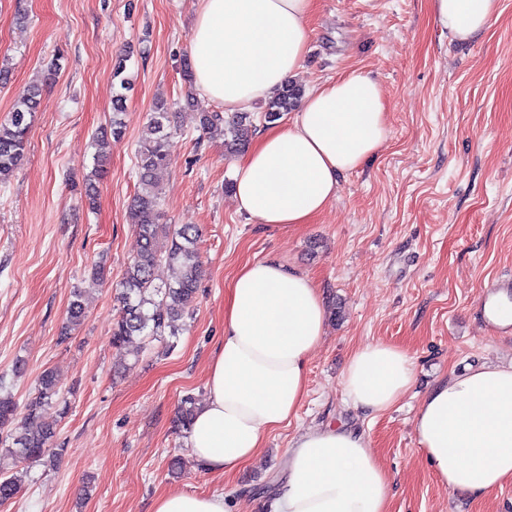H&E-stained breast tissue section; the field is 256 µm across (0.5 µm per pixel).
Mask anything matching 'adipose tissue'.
<instances>
[{
	"instance_id": "ef3b65f1",
	"label": "adipose tissue",
	"mask_w": 512,
	"mask_h": 512,
	"mask_svg": "<svg viewBox=\"0 0 512 512\" xmlns=\"http://www.w3.org/2000/svg\"><path fill=\"white\" fill-rule=\"evenodd\" d=\"M316 0H202L191 34L193 83L225 111L270 98L296 76ZM437 24L458 41L484 32L500 0H430ZM387 139L380 84L353 70L307 91L287 128L260 136L235 166L239 210L280 231L311 223L335 199L344 175ZM328 322L327 303L305 273L273 259L236 272L224 299V336L208 366V397L186 446L197 466L228 475L260 455L266 435L295 418L308 364ZM416 368L399 345L353 352L340 385L367 415L386 412L412 389ZM424 457L449 490L485 496L512 483V363L484 364L439 380L414 419ZM390 479L364 433L344 426L293 439L284 484L270 512H389ZM153 512H227L220 494L170 490Z\"/></svg>"
}]
</instances>
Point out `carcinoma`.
Segmentation results:
<instances>
[{"mask_svg": "<svg viewBox=\"0 0 512 512\" xmlns=\"http://www.w3.org/2000/svg\"><path fill=\"white\" fill-rule=\"evenodd\" d=\"M131 54L133 51L129 50L117 56L113 65L114 77L119 79L120 87L124 90L129 86L125 71ZM59 70V63H51L42 82L23 88L8 118L0 122V183L8 181L23 161L31 117L38 109L43 87L55 80ZM301 95L302 90L298 85L286 84L268 101L263 120L273 123L294 111ZM124 106V95H116L109 128L96 137L100 148H105L110 139L123 135L121 115ZM199 126L207 134L224 137V150L229 155L244 151L256 131L249 112L203 110L199 112ZM172 137L171 112L167 102L160 100L155 103L137 150L138 191L130 205L129 220L138 234L140 246L116 287L120 315L112 331V347L118 351L136 336L156 339L178 335L180 321L192 314L196 301L202 276L198 227L193 224L163 223L158 191L157 174L166 164ZM160 265L166 266L170 275L158 283L155 269ZM85 316L86 303L77 290L72 293L68 305V322L78 326ZM58 395L53 375L43 373L26 413L10 433L12 444L4 449V456L29 463H40L47 457L53 463L61 459L65 449L52 447L55 427L41 417L42 407L50 404ZM196 409L192 398L182 401L177 421L183 430H189ZM16 415L17 404L13 398L1 395L0 427L12 423ZM20 490L21 479L16 474L0 478V504L16 498Z\"/></svg>", "mask_w": 512, "mask_h": 512, "instance_id": "cac0c4a2", "label": "carcinoma"}]
</instances>
